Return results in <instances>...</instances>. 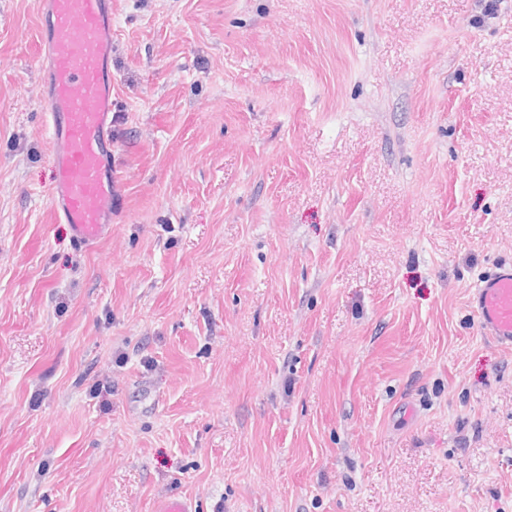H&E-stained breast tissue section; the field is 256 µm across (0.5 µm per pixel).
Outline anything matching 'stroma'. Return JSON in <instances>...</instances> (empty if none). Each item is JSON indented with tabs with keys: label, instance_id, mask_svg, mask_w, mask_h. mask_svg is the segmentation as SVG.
I'll return each instance as SVG.
<instances>
[{
	"label": "stroma",
	"instance_id": "obj_1",
	"mask_svg": "<svg viewBox=\"0 0 512 512\" xmlns=\"http://www.w3.org/2000/svg\"><path fill=\"white\" fill-rule=\"evenodd\" d=\"M0 0V512H512V0H112V232L50 206ZM471 306L484 336L512 348V264H503L475 289Z\"/></svg>",
	"mask_w": 512,
	"mask_h": 512
}]
</instances>
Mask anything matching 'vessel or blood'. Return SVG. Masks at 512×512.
<instances>
[{
  "label": "vessel or blood",
  "instance_id": "obj_1",
  "mask_svg": "<svg viewBox=\"0 0 512 512\" xmlns=\"http://www.w3.org/2000/svg\"><path fill=\"white\" fill-rule=\"evenodd\" d=\"M46 112L59 223L84 247L112 230L118 200L112 170V0H44L40 18ZM484 336L512 348V264L475 289Z\"/></svg>",
  "mask_w": 512,
  "mask_h": 512
}]
</instances>
